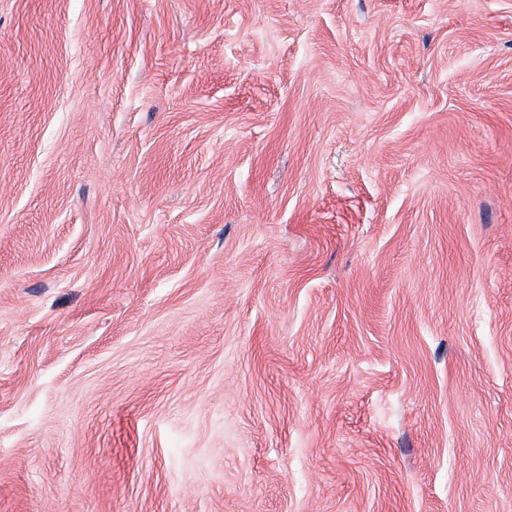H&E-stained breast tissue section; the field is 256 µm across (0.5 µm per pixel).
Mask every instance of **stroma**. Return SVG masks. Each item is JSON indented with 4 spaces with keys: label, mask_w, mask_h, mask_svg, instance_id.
<instances>
[{
    "label": "stroma",
    "mask_w": 512,
    "mask_h": 512,
    "mask_svg": "<svg viewBox=\"0 0 512 512\" xmlns=\"http://www.w3.org/2000/svg\"><path fill=\"white\" fill-rule=\"evenodd\" d=\"M0 512H512V0H0Z\"/></svg>",
    "instance_id": "1"
}]
</instances>
